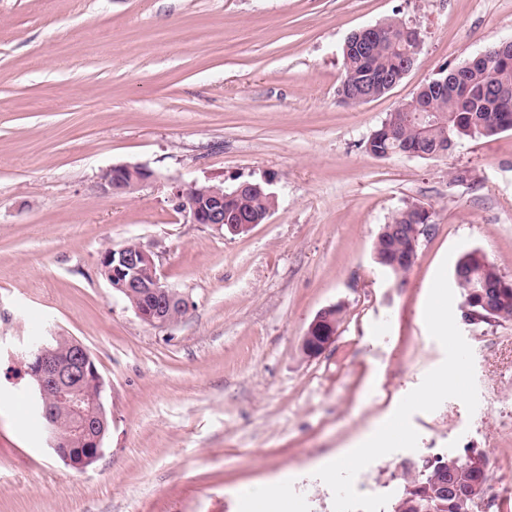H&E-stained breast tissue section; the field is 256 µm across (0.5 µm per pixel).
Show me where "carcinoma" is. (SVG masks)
I'll return each instance as SVG.
<instances>
[{
  "label": "carcinoma",
  "instance_id": "obj_1",
  "mask_svg": "<svg viewBox=\"0 0 512 512\" xmlns=\"http://www.w3.org/2000/svg\"><path fill=\"white\" fill-rule=\"evenodd\" d=\"M405 23L391 20L383 23L374 42L369 47L370 66L379 74L393 80L402 81L403 55L413 49V44L403 37ZM343 76L356 82L362 79L365 64L354 53L342 51ZM437 79L448 80V93L434 90L433 84L420 92L418 102L424 103L438 113V119L432 123L409 121L408 114L414 100L397 106L390 112L381 126L388 132L367 139L366 152L383 158L393 156L400 149H435L448 142V138L457 141L466 138L481 137L491 139L512 130V61L499 71V82L508 86L506 96L484 91L485 77L478 66L444 68ZM275 206V200L258 193L244 191L239 195L233 190H225L224 216L236 220L256 221ZM418 205H407L396 213L381 228L374 243V253L381 258L378 262L384 270L395 278H404L410 271V265L403 262L409 241L400 234L403 224H424ZM478 251L464 253L456 262L455 268L461 269L474 264L473 271L488 285L486 296L491 309L481 304L479 297L470 295L469 279L456 284V288L468 305L469 311L476 315L479 322H499L512 320V290L497 288L502 274L493 262L476 263ZM480 465L470 468L455 466L454 456L441 457L438 462L445 467L419 466L404 473L403 485L394 496L391 512H479L485 492L475 490L479 481L489 480L488 459L477 455Z\"/></svg>",
  "mask_w": 512,
  "mask_h": 512
}]
</instances>
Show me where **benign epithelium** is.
Masks as SVG:
<instances>
[{
  "label": "benign epithelium",
  "mask_w": 512,
  "mask_h": 512,
  "mask_svg": "<svg viewBox=\"0 0 512 512\" xmlns=\"http://www.w3.org/2000/svg\"><path fill=\"white\" fill-rule=\"evenodd\" d=\"M379 29L374 25L354 32L353 49L365 53ZM496 51L495 56L480 53L477 61L484 69L488 89L505 95L507 91L497 83V70L512 55V39L498 43ZM153 178L154 173L143 166L113 165L103 172L100 188L106 194H127ZM171 200L192 224L224 225L222 185L178 184L173 187ZM98 265L113 290L130 297L136 314L151 326L169 325L189 309V302L161 281L152 252L139 243L105 249ZM24 367L25 374L36 380L41 389L53 392L52 401L42 405L49 426L57 424L58 412L67 417L64 433L50 431L49 446L68 466L85 471L102 456L107 433L105 381L88 349L73 338L69 351L61 356L43 344L25 356Z\"/></svg>",
  "instance_id": "7a95c632"
}]
</instances>
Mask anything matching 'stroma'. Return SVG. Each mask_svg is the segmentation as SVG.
<instances>
[{
  "instance_id": "1",
  "label": "stroma",
  "mask_w": 512,
  "mask_h": 512,
  "mask_svg": "<svg viewBox=\"0 0 512 512\" xmlns=\"http://www.w3.org/2000/svg\"><path fill=\"white\" fill-rule=\"evenodd\" d=\"M394 18L421 33L416 64L389 94L340 102L345 40ZM510 38L512 0H0V512H252L257 480L289 481L288 512H389L406 465L468 451L489 460L482 512H512V320L465 321L453 283L471 250L512 278V131L443 157L365 150L441 68ZM115 164L154 178L102 193ZM462 167L474 180L450 183ZM246 180L277 204L245 233L171 200ZM411 203L431 227L397 280L373 246ZM130 241L188 300L178 321L144 323L101 275L100 252ZM334 304V341L307 357ZM59 335L106 381L111 428L82 472L49 448L24 372ZM446 367L456 388L408 406L410 442L318 470Z\"/></svg>"
}]
</instances>
